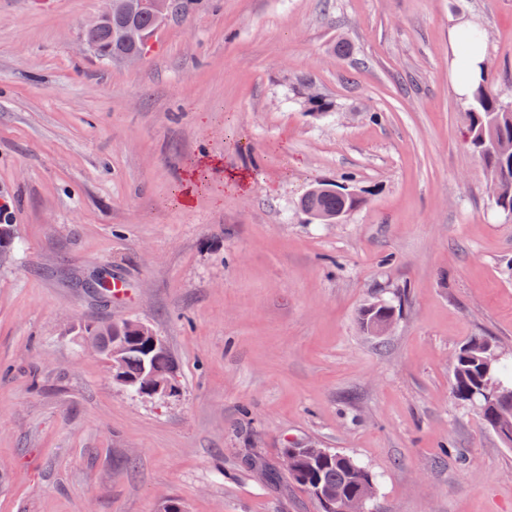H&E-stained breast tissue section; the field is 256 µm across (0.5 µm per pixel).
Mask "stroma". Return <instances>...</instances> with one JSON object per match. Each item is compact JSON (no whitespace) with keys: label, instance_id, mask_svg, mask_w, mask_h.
<instances>
[{"label":"stroma","instance_id":"stroma-1","mask_svg":"<svg viewBox=\"0 0 512 512\" xmlns=\"http://www.w3.org/2000/svg\"><path fill=\"white\" fill-rule=\"evenodd\" d=\"M99 10L0 0V512H319L250 464L310 446L373 471L380 512H512V447L451 391L471 338L512 350V222L448 40L483 26L512 99V0H191L135 65L82 48ZM336 181L362 205L309 221ZM376 300L400 307L383 336L358 321ZM126 320L164 337L179 397L113 386L81 341Z\"/></svg>","mask_w":512,"mask_h":512}]
</instances>
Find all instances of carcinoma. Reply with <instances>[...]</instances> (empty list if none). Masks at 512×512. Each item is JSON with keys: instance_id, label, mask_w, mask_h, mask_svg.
<instances>
[{"instance_id": "obj_1", "label": "carcinoma", "mask_w": 512, "mask_h": 512, "mask_svg": "<svg viewBox=\"0 0 512 512\" xmlns=\"http://www.w3.org/2000/svg\"><path fill=\"white\" fill-rule=\"evenodd\" d=\"M133 0H116L112 9V25L100 26L85 35L104 49L112 52V59L143 49V38L154 35L160 22L150 14L130 8ZM129 28L133 35L126 40L111 36V30ZM466 60L468 51L476 49L485 40V29L478 24L462 28L458 35ZM493 78L490 66L483 68L477 84L466 96L468 125L464 133L465 144L487 171L492 188L494 207L512 217V101L503 100L492 90ZM363 199L348 190L336 192V185L317 183L300 198L304 213L324 215L336 221V215L349 213L358 208ZM395 309L385 302H377L375 309L363 308L360 324L364 331L372 333L371 324L379 319L394 317ZM120 329L121 335L133 336L136 330L128 323H108L86 326L81 331L87 341L98 348L112 347V331ZM498 348L483 338H473L459 353L452 366V393L455 399L476 407L484 425L491 430H512V360H504L499 367L485 372L483 360L497 352ZM152 372L163 377L175 366L169 350L151 354ZM147 358L135 339L123 352V371L131 381L147 376L144 369ZM498 387L508 395L502 399L488 400L484 393ZM296 467L288 474L289 480L310 492L316 487L339 490L350 499L366 500L368 512H377V484L371 472L358 460L343 452L325 449V453L310 456L301 449H294Z\"/></svg>"}]
</instances>
